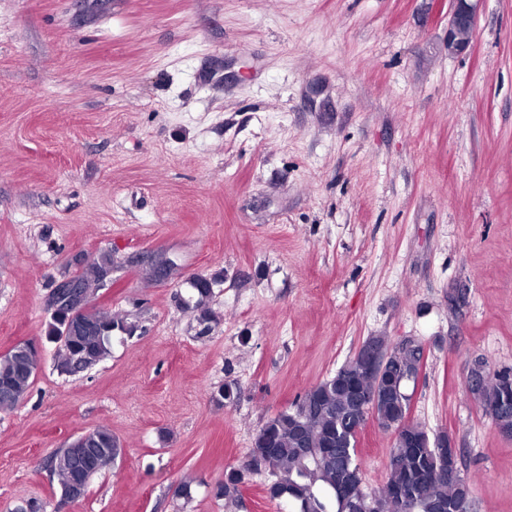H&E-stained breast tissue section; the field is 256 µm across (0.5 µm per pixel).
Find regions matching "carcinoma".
<instances>
[{
  "instance_id": "obj_1",
  "label": "carcinoma",
  "mask_w": 512,
  "mask_h": 512,
  "mask_svg": "<svg viewBox=\"0 0 512 512\" xmlns=\"http://www.w3.org/2000/svg\"><path fill=\"white\" fill-rule=\"evenodd\" d=\"M112 273V258L101 254L75 278L83 292L76 317L69 328L55 327L49 336L67 332L66 344L56 354V369L74 374L105 360L111 354L112 332L133 333L134 326L124 318L89 305L93 291L105 286ZM218 278L199 277L191 282L202 325L199 334L210 331L213 314L207 307ZM419 350H405L392 361L393 368L379 379L371 378L358 357L347 360L333 375L311 386L292 405L271 417L253 438L249 458L261 461L271 480L266 496L288 506V512H467L471 505L472 479L448 474L435 452V443L448 440V434H431L410 418L406 395L407 379L397 368L418 372ZM41 364V352L33 345L17 354L0 355V384L9 396L0 407L11 409L30 391ZM508 370L487 371L477 390V400L498 432L512 436V380ZM379 394L369 416L377 426L392 435L386 480L378 491L363 489V471L357 457V436L365 425L357 411L354 388ZM123 448L112 430L102 426L76 437L52 458V467L66 492L65 479L74 468L81 471L83 489L108 470ZM247 465L232 467L218 484L216 496L237 497L244 484Z\"/></svg>"
}]
</instances>
